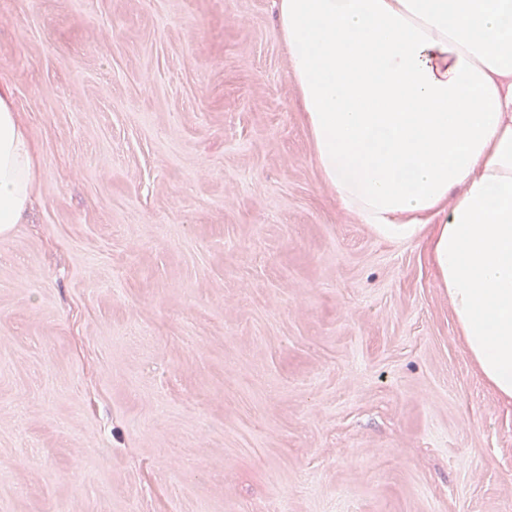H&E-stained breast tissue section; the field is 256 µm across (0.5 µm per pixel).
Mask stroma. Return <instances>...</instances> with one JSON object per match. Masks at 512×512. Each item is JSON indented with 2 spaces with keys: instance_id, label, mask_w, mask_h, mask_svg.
I'll list each match as a JSON object with an SVG mask.
<instances>
[{
  "instance_id": "1",
  "label": "stroma",
  "mask_w": 512,
  "mask_h": 512,
  "mask_svg": "<svg viewBox=\"0 0 512 512\" xmlns=\"http://www.w3.org/2000/svg\"><path fill=\"white\" fill-rule=\"evenodd\" d=\"M0 512H512V403L344 210L272 0H0ZM14 89L0 82V234L19 224L37 188L36 149L13 109Z\"/></svg>"
}]
</instances>
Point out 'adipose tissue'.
Returning a JSON list of instances; mask_svg holds the SVG:
<instances>
[{"label":"adipose tissue","instance_id":"obj_1","mask_svg":"<svg viewBox=\"0 0 512 512\" xmlns=\"http://www.w3.org/2000/svg\"><path fill=\"white\" fill-rule=\"evenodd\" d=\"M324 182L387 238L427 243L472 360L512 402V0H274ZM0 82V234L37 188Z\"/></svg>","mask_w":512,"mask_h":512}]
</instances>
